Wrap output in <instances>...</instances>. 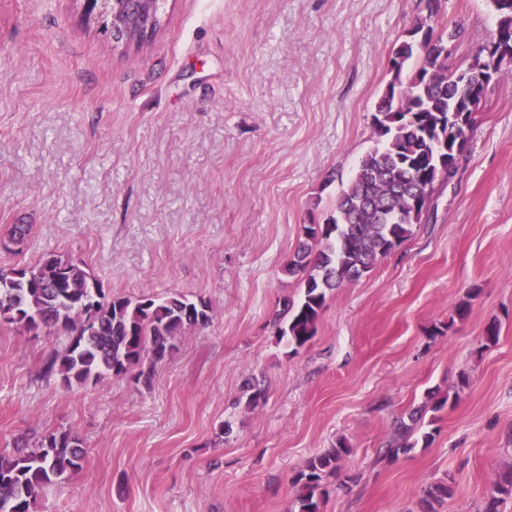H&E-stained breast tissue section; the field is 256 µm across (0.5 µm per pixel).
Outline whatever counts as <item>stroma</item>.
<instances>
[{"mask_svg": "<svg viewBox=\"0 0 512 512\" xmlns=\"http://www.w3.org/2000/svg\"><path fill=\"white\" fill-rule=\"evenodd\" d=\"M423 0H163L141 44L115 43L79 0H0V266L65 254L132 299L209 301L153 369L66 387L46 366L68 332L0 325V450L69 429L80 471L37 512H294L291 481L345 441L323 512H483L512 466V90L491 81L458 171L410 239L328 297L314 338L278 343L298 297L282 272L374 147L375 104ZM448 63L485 45L489 0H441ZM26 224L24 242L10 229ZM465 318L456 308L469 289ZM498 324L499 339L484 332ZM429 445L377 451L394 416L455 385ZM256 380L266 399L245 405ZM232 435H225V425ZM452 494L453 488L448 484V475L446 478L430 484L424 490L422 512H437L436 506L441 507Z\"/></svg>", "mask_w": 512, "mask_h": 512, "instance_id": "obj_1", "label": "stroma"}]
</instances>
